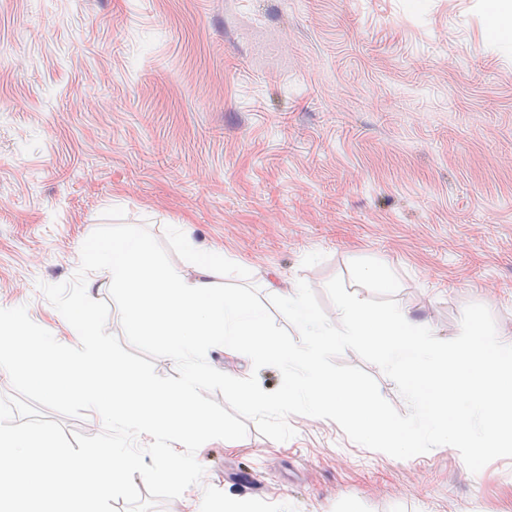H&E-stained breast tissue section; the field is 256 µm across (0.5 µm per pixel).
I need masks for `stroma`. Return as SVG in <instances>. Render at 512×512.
Here are the masks:
<instances>
[{
	"label": "stroma",
	"instance_id": "obj_1",
	"mask_svg": "<svg viewBox=\"0 0 512 512\" xmlns=\"http://www.w3.org/2000/svg\"><path fill=\"white\" fill-rule=\"evenodd\" d=\"M486 0H0V308L63 330L40 283L70 280L120 207L185 224L263 278L325 286L358 258L455 338L480 303L512 332V38ZM212 444L187 497L270 512H512V458L397 459L334 421ZM256 474L244 490L237 472Z\"/></svg>",
	"mask_w": 512,
	"mask_h": 512
}]
</instances>
